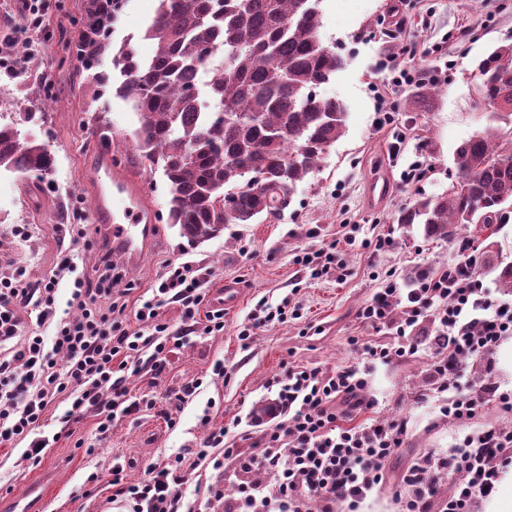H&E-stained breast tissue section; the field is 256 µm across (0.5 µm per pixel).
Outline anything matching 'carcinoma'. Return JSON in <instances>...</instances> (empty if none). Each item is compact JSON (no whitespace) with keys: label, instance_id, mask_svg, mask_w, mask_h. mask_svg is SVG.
I'll return each mask as SVG.
<instances>
[{"label":"carcinoma","instance_id":"carcinoma-1","mask_svg":"<svg viewBox=\"0 0 512 512\" xmlns=\"http://www.w3.org/2000/svg\"><path fill=\"white\" fill-rule=\"evenodd\" d=\"M319 2L158 0L144 31L156 51L142 60L130 43H112L122 0H86L76 44L86 80L132 104L139 156L162 170L180 236L202 244L230 224L279 217L344 134L346 106L316 94L344 65L320 37ZM109 56L122 77L115 86L101 68ZM477 71L492 119L512 121V44L490 51ZM36 121L23 112L0 122V170L51 171L47 146L21 136L19 126ZM455 168L450 192L416 199L396 223L446 242L466 224L512 220V131L486 127L458 147ZM485 253L499 288L511 292L512 262L500 261L492 242Z\"/></svg>","mask_w":512,"mask_h":512}]
</instances>
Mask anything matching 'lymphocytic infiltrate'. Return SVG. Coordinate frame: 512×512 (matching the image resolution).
<instances>
[{
    "instance_id": "lymphocytic-infiltrate-1",
    "label": "lymphocytic infiltrate",
    "mask_w": 512,
    "mask_h": 512,
    "mask_svg": "<svg viewBox=\"0 0 512 512\" xmlns=\"http://www.w3.org/2000/svg\"><path fill=\"white\" fill-rule=\"evenodd\" d=\"M459 263L442 268L420 286L400 294L387 283L357 312L371 326L392 325L390 342L366 345L370 360L390 362L414 355L412 339L424 320H431L435 346L428 374L436 394L446 397L445 414L456 421L473 419L489 404L512 409V393L500 391L495 355L512 336V302L490 299L477 268L478 248L458 241ZM114 263L104 259L97 287H87L77 273L74 254L61 257L47 274L32 277L28 266L0 264V444L27 441L23 460L39 465L49 446L41 436L45 414L56 400L68 408L64 421H78L94 412L99 434H107L118 415L153 409L149 399L128 398L123 373L133 361L145 362L152 375L168 367L180 338L160 317L168 304L178 305L189 330L214 335L224 330V312L204 310L208 269L189 262L166 263L153 288L128 325L112 303ZM66 303H59L60 289ZM31 307L38 330L22 336L17 306ZM65 354L58 365L57 354ZM484 361L480 377L468 380L464 370L473 358ZM278 420L266 430L260 455H245L228 446L227 433L210 428L195 450L197 461L221 469L237 464L248 473L224 512H309L318 501L321 512L337 505L354 512L358 504L386 480L384 465L401 446L404 423L367 417L373 401L364 393L368 381L361 370L346 366L333 371L297 367L287 378L273 377ZM512 466V429L488 427L465 436L448 453L418 456L400 477L396 497L403 512H472L477 500L489 497L501 473ZM182 455L164 466L150 467L135 484L124 483L113 468L114 496L133 501V512H192L182 487L188 481ZM449 478L447 491L439 482Z\"/></svg>"
}]
</instances>
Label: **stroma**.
<instances>
[{"label": "stroma", "instance_id": "35a3bbf8", "mask_svg": "<svg viewBox=\"0 0 512 512\" xmlns=\"http://www.w3.org/2000/svg\"><path fill=\"white\" fill-rule=\"evenodd\" d=\"M84 2L48 0L41 29L23 36L14 0H0V49L16 55L31 43L41 47L32 60L26 91H17L12 77L0 72V116L43 113L42 122L23 126L22 132L26 139L46 144L54 156L53 169L43 179L44 192L37 196L29 193L34 176L0 173V256L25 263L40 276L69 251L89 282H96L104 250L85 169L98 148L93 133L103 129L119 140V159L141 178L160 214L157 235L138 264L117 265L120 279L112 287V299L123 305L126 319H133L140 301L151 296L168 262L209 268V286L232 279L241 283L242 293L238 305L224 313L223 333L215 336L184 331L179 306L162 307V320L182 334L180 349L162 376H153L138 363L125 371L129 397L155 400V410L117 418L102 437L94 414L65 425L59 421L65 404H52L42 429L50 443L39 465L22 461L24 444L0 446V491L10 492L28 478L44 475L54 493L43 512H111V487L104 481L88 482V475L119 464L126 482L138 481L148 467L164 465L169 457L195 447L203 435L199 421L205 413L212 427L227 428L229 441L244 453L258 452L264 435L252 423L251 409L256 402L272 401L270 380L296 366L365 368L375 417L407 425L402 447L386 465L388 487L362 501L357 512H400L393 485L413 458L428 450L447 452L487 426H512V411L493 404L468 422L454 423L438 398L424 397L430 328H423L415 355L369 363L360 343L390 341L392 329L373 328L357 317L386 281L404 289L415 268H440L460 260L454 242L403 233L394 218L417 197L450 192L457 182V147L489 126L490 111L479 98L476 69L496 46L512 43V0H321V37L344 65L318 93L346 105V131L319 170L299 185L293 205L280 219L229 225L222 236L200 246L188 243L169 224L166 180L161 171L144 168L135 154L130 134L136 117L129 104L110 93L94 95L87 85L73 48L82 29ZM156 6L157 0H126L113 29L114 42L131 40L140 56L151 57L155 45L144 39L143 30ZM463 27L468 35L457 37ZM399 28L415 53V65L435 75L434 95L408 84L390 87L389 71L380 70L388 52L397 47L391 35ZM385 95L397 109L382 126L378 118ZM395 142L400 145L396 154L391 151ZM417 160L426 166L425 176L403 182L402 171ZM375 180L387 183L384 197H371ZM77 209L89 228L74 243L56 227L72 223ZM15 224L32 225V236L14 238ZM379 235L391 236L393 248L378 252L370 247ZM329 249L353 268L347 280L332 275L315 279L296 263L298 256ZM286 298L300 305V317L256 328L249 340H240V330L261 305L273 307ZM217 362L223 363V374L213 373ZM196 379L202 382L199 395L181 407L176 426L168 427L164 412L169 393ZM89 445L94 454H86ZM217 485L228 497L236 491L234 478L210 464L199 465L183 487L186 502L198 512H219L220 503L210 496Z\"/></svg>", "mask_w": 512, "mask_h": 512}]
</instances>
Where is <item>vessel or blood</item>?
I'll use <instances>...</instances> for the list:
<instances>
[{"label": "vessel or blood", "instance_id": "vessel-or-blood-1", "mask_svg": "<svg viewBox=\"0 0 512 512\" xmlns=\"http://www.w3.org/2000/svg\"><path fill=\"white\" fill-rule=\"evenodd\" d=\"M88 179L94 220L102 224L106 242L125 262H135L141 245L155 233V209L143 202L132 178L123 174L121 163L108 150L95 152ZM238 296V284L227 281L212 291L211 302L214 307L229 308ZM49 488L44 478L25 482L12 496L0 498V512H41Z\"/></svg>", "mask_w": 512, "mask_h": 512}]
</instances>
